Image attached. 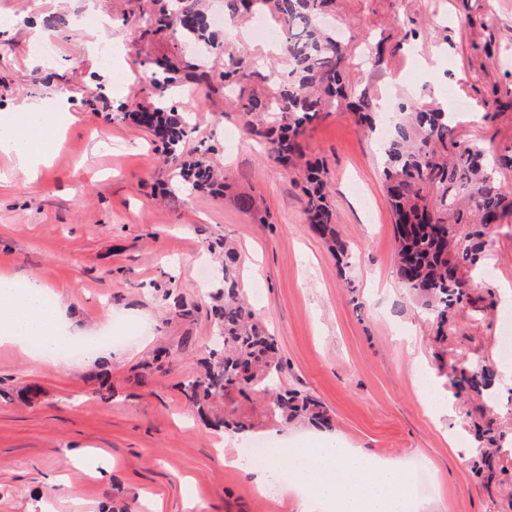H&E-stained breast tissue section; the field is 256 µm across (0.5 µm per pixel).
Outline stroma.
Here are the masks:
<instances>
[{"instance_id":"obj_1","label":"stroma","mask_w":512,"mask_h":512,"mask_svg":"<svg viewBox=\"0 0 512 512\" xmlns=\"http://www.w3.org/2000/svg\"><path fill=\"white\" fill-rule=\"evenodd\" d=\"M151 0H0V117L41 100L67 111L37 172L0 154V274L37 277L66 305L59 335L97 344L124 336L105 369L68 360L66 370L0 347V512H296L298 493L258 488L226 466L245 444L277 439L287 448L327 444L404 466L423 462L425 512H512V218L495 225L471 299L447 335L421 311L393 267V217L378 136L348 113L307 124L308 157L325 170L336 229L350 265L314 235L303 211L302 174L270 159L241 113L204 85L178 82L166 104L194 117L186 152L224 177L214 195L181 188L179 169L127 115L153 108L158 59L194 55L160 33L136 38ZM345 29L347 80L376 101H416L448 110L457 135L490 154L512 146V112H497L493 87H512V0H336L328 15ZM43 39L52 54H34ZM122 46L111 68L101 49ZM384 48L376 68L364 53ZM260 203L244 212L239 196ZM226 239L242 255L240 279L274 335L282 390L316 398L332 426L287 422L258 390L227 391L200 417L179 389L197 372L216 334L210 313L221 286ZM174 288L185 306L162 299ZM448 411L429 412L412 364ZM480 361L496 374L475 396L456 371ZM231 415L242 431L218 429ZM497 441L493 473H482L476 427ZM456 435L461 452L451 451ZM84 449L89 463L71 462Z\"/></svg>"}]
</instances>
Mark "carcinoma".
<instances>
[{
	"label": "carcinoma",
	"instance_id": "1",
	"mask_svg": "<svg viewBox=\"0 0 512 512\" xmlns=\"http://www.w3.org/2000/svg\"><path fill=\"white\" fill-rule=\"evenodd\" d=\"M159 4L154 23L140 31L138 41L169 30L183 43L217 50L223 35L211 27L202 0H175L168 8ZM334 0H222L224 14L235 19L252 8H268L282 35L288 74H262L245 56H228L224 70L200 69L193 77L212 89L237 83L235 103L250 118L249 130L265 139L269 156L278 163L297 165L304 159L302 135L306 124L345 106L369 133L376 131V103L368 89L347 90L344 75L349 66L346 48L336 34L323 29L320 18ZM273 81V98L255 83ZM159 100L151 112L123 113L147 127L160 139L166 159L180 163V177L190 189L219 186L211 165L183 159V142L191 118L169 109L163 90L152 82ZM382 150L383 178L395 219L398 249L394 259L397 280L408 289L436 325V335L448 332V313L463 303L471 273L483 259L486 238L494 225L512 216V186L504 171H512V151L488 160L481 145L455 136L450 116L442 109L415 103L398 107ZM304 212L311 231L331 242L338 273H343L346 244L334 224L335 209L328 198L320 167L306 162ZM241 255L224 244V288L212 309L220 329L221 348L209 351L203 371L183 383L181 392L201 409L223 398L228 386H255L278 377L282 362L275 338L242 300L244 290L237 271ZM457 385L479 394L490 384L491 374L476 361L456 373ZM284 420L307 418L324 427L330 424L318 402L298 391H284L272 399Z\"/></svg>",
	"mask_w": 512,
	"mask_h": 512
}]
</instances>
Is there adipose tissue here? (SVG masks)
Instances as JSON below:
<instances>
[{"label": "adipose tissue", "instance_id": "1", "mask_svg": "<svg viewBox=\"0 0 512 512\" xmlns=\"http://www.w3.org/2000/svg\"><path fill=\"white\" fill-rule=\"evenodd\" d=\"M21 127L0 128V151L14 152L20 163L35 167L41 161L42 128L48 122L36 101L22 105ZM65 316L61 302H47L45 287L34 277L0 275V346L28 351L30 342L53 341ZM316 468L302 458L291 462L293 480L301 488L299 512H420L407 491L403 472L374 466L333 448L316 451Z\"/></svg>", "mask_w": 512, "mask_h": 512}]
</instances>
